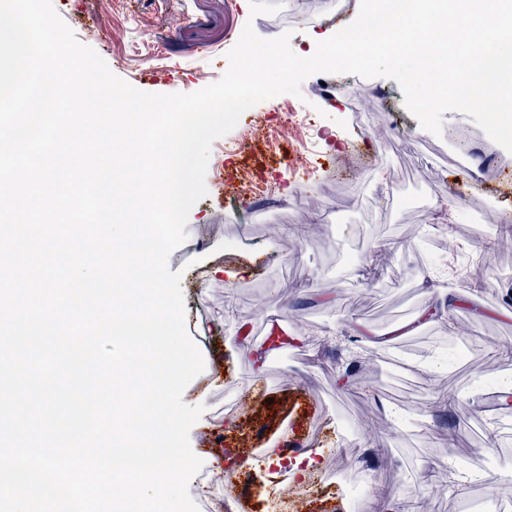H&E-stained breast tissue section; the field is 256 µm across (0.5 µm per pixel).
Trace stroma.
Returning <instances> with one entry per match:
<instances>
[{"instance_id":"35a3bbf8","label":"stroma","mask_w":512,"mask_h":512,"mask_svg":"<svg viewBox=\"0 0 512 512\" xmlns=\"http://www.w3.org/2000/svg\"><path fill=\"white\" fill-rule=\"evenodd\" d=\"M251 16L249 0H53L76 38L110 70L149 93H191L217 81L245 24L264 39L333 34L353 21L360 0L337 16L334 0H281ZM341 85V96L328 93ZM385 89L387 98L373 96ZM394 80L316 74L300 96L284 94L245 111L210 155L208 194L191 209L187 241L169 257L181 274L187 331L206 369L184 390L205 405L190 443L203 461L189 493L199 512L224 485L225 460H238L243 495L235 512H284L280 483L259 468L261 449L306 440L317 448V486L300 512H337L346 490L376 481L379 512H460L484 502L512 512L486 478H512V414L480 413L481 388L500 381L494 351L512 348V316L494 307L512 286V223L487 224L485 211L512 215V154L471 117L444 113L441 135L420 127ZM248 168L247 186L225 172ZM458 201L449 223L435 199ZM296 234H287L289 225ZM433 238L444 257L478 250L486 264L466 278L441 273L420 252ZM240 240L237 250L225 240ZM239 276L229 283L227 271ZM234 316L225 319V307ZM434 309L393 340L386 359L360 369L372 338ZM275 316L295 328L300 348L256 363L243 327ZM464 337L474 354L424 373L401 368L408 351L436 337ZM481 473L459 489L449 463Z\"/></svg>"}]
</instances>
